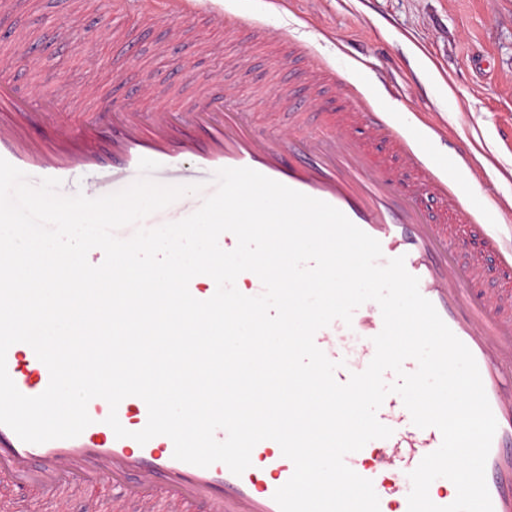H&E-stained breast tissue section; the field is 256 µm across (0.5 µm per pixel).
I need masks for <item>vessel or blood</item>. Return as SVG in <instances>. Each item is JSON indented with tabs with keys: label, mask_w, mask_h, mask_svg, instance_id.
Returning <instances> with one entry per match:
<instances>
[{
	"label": "vessel or blood",
	"mask_w": 512,
	"mask_h": 512,
	"mask_svg": "<svg viewBox=\"0 0 512 512\" xmlns=\"http://www.w3.org/2000/svg\"><path fill=\"white\" fill-rule=\"evenodd\" d=\"M133 10L181 16L200 11L214 26L232 32L240 26L223 10L200 8L197 0H112L114 32H122ZM248 31L230 60L239 70L255 39L266 34L257 24ZM181 37L173 30L159 46L172 62L160 83L131 86L121 71L102 69L97 83L83 91L62 83L33 105L0 80V157L20 170L36 169L61 180L75 165L111 163L110 182L91 188L93 198L112 193L114 182L136 172L143 157L159 162L163 175L188 164L206 171L248 167L342 211L380 242L384 259L404 257L421 294L473 354L497 421L486 461L493 512H512V236L482 222L466 191L433 165L423 145L397 128L389 113L359 102L343 112L328 111L322 91L334 82L329 68L301 69L306 95L283 88L270 96L272 107L288 110L293 120L268 135L259 131L255 113L234 107L235 87L219 95L206 92V85L221 76L175 54ZM9 41L14 55L29 70H38L40 57L26 33L13 29ZM123 84L128 92L111 96L110 87ZM314 113L320 126L312 132L308 125ZM92 128L110 145L96 157L74 148L77 136ZM382 327L381 310L369 301L354 311L351 323L337 319L315 333V344L338 364V382L366 369L375 355L372 339ZM6 364L24 395H39L50 382L28 344L12 345ZM109 412L106 401L92 399V423L81 435L42 444L23 442L0 425V472L8 473L13 485L41 489L59 512H68L79 486L102 479L125 499L140 501V512H181L200 504L206 512H279L273 495L290 479L294 465L275 441L259 442L250 467L237 476L220 462L202 468L175 459L165 436L143 445L131 437L116 438L105 422ZM116 413L130 432L148 421V408L136 396L123 399ZM377 418L391 428V436L371 440L372 461L355 452L345 462L372 481L379 512H408L410 489L398 477L416 469L442 436L436 428L416 427L395 393L386 396ZM157 483L170 489L168 501L146 498V487Z\"/></svg>",
	"instance_id": "vessel-or-blood-1"
}]
</instances>
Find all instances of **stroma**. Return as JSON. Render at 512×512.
I'll list each match as a JSON object with an SVG mask.
<instances>
[{
    "instance_id": "1",
    "label": "stroma",
    "mask_w": 512,
    "mask_h": 512,
    "mask_svg": "<svg viewBox=\"0 0 512 512\" xmlns=\"http://www.w3.org/2000/svg\"><path fill=\"white\" fill-rule=\"evenodd\" d=\"M72 12L69 0H19L11 24L25 29L42 51L39 71L14 58L0 33V78L16 83L31 100L66 82L74 91L95 76L86 57L103 67L123 66L131 81H163L166 57L155 53L172 28H181L180 54L194 57L201 70L222 69L236 38L229 31L200 25L192 17L129 16L125 39L104 33L112 23L110 0H85ZM242 19H261L275 33L313 45L316 59L336 70L332 98L339 104L363 98L383 112L396 113L412 138L428 137L429 150L449 173L486 170L468 180L472 194L493 204L492 224L512 220L503 208L512 199V0H224ZM64 23L84 35L69 51L55 47V26ZM283 45L267 40L247 62V76L224 71V84L238 86L236 103L275 126L287 113H271L255 91L298 84L296 73L281 69Z\"/></svg>"
}]
</instances>
